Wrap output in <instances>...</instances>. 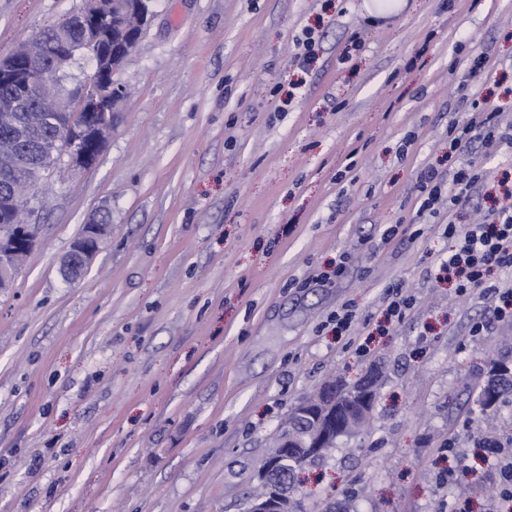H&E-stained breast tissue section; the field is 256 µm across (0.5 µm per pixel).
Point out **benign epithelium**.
Segmentation results:
<instances>
[{
    "label": "benign epithelium",
    "instance_id": "7a95c632",
    "mask_svg": "<svg viewBox=\"0 0 512 512\" xmlns=\"http://www.w3.org/2000/svg\"><path fill=\"white\" fill-rule=\"evenodd\" d=\"M139 8L135 0H83L78 18L81 26L69 22L53 33L54 50L64 53L74 43L80 42L95 47L100 52L101 66L114 74L119 71L130 56L132 48L128 47V20ZM16 53L25 57L28 65L17 66L14 58L0 61V84H10L18 92H33L36 87V74L45 64V58L39 43L30 40L22 44ZM114 83H101L90 79L78 89L77 113L70 123L67 139H46L41 130L25 127L22 136L37 143L59 159L67 156L73 167L86 168L94 159L86 146L91 144L102 150L112 131L116 114V100L113 92ZM41 169V156L28 153L10 145L0 150V175L11 186L9 201L15 207H29L30 195L19 194L21 184L31 182ZM112 226L102 222L86 225L85 233L76 239L63 259V273L70 279L81 276L84 268L96 254L100 243L111 233ZM35 238L28 229L16 231L11 236H0V288L8 286L16 269L15 261L19 248L30 249ZM380 382L378 367L368 369L363 377L358 401L346 410H336V417L346 429H353L365 422L375 404V396ZM341 387L327 384L320 389L306 405L319 410L311 416L313 426L309 430L283 425L279 430V442L274 461L263 460L272 465H288L297 460L309 461L316 455L328 451L332 425L328 420L333 405L339 403ZM292 487L279 486L270 493L250 499L249 512H293Z\"/></svg>",
    "mask_w": 512,
    "mask_h": 512
}]
</instances>
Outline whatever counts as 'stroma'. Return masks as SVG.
<instances>
[{
    "mask_svg": "<svg viewBox=\"0 0 512 512\" xmlns=\"http://www.w3.org/2000/svg\"><path fill=\"white\" fill-rule=\"evenodd\" d=\"M81 5L0 0V59ZM152 10L105 147L50 169L37 242L0 291V512H246L295 404L374 365L366 429L306 466L299 512H501L512 394L477 398L492 362L512 365V323L472 335L494 297L435 273L438 225L484 220L512 147H480L484 184L433 217L417 174L447 173L448 121L474 100L498 96L512 126V0H403L379 19L368 0ZM307 28L320 41L302 72ZM104 216L111 235L65 278ZM391 224L419 234L382 244ZM344 254L343 277L307 286ZM391 285L415 304L383 333ZM86 227V230H85ZM82 237L75 239L63 259V273L67 278L76 279L96 254L100 243L111 233L112 226L102 222L86 224ZM80 234V235H81ZM79 235V236H80Z\"/></svg>",
    "mask_w": 512,
    "mask_h": 512,
    "instance_id": "obj_1",
    "label": "stroma"
}]
</instances>
